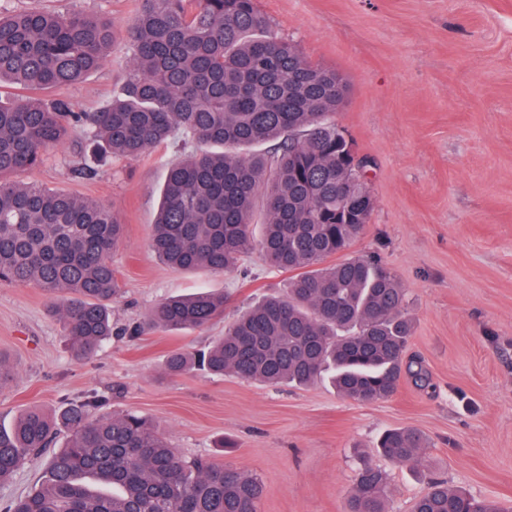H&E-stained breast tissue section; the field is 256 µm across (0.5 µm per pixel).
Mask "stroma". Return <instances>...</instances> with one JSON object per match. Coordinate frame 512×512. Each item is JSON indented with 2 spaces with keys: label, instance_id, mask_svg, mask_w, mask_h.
Here are the masks:
<instances>
[{
  "label": "stroma",
  "instance_id": "35a3bbf8",
  "mask_svg": "<svg viewBox=\"0 0 512 512\" xmlns=\"http://www.w3.org/2000/svg\"><path fill=\"white\" fill-rule=\"evenodd\" d=\"M278 36L313 63L342 73L347 101L336 119L372 167L376 207L352 251L377 253L408 296L410 354L432 385L402 380L384 400L361 403L328 381L271 387L232 375L163 370L173 350L223 337L238 312L285 288L287 274L259 254L233 273L184 271L149 247L159 190L181 157L177 142L115 160L97 178L70 172L83 139L73 133L21 181L110 205L125 226L112 255L122 289L114 334L77 359L36 285H0V356L15 372L0 386V425L31 407L46 411L90 393L108 411L157 424L179 454L233 465L262 478L260 512H343L363 461L394 428L429 441L418 464L387 465L388 512H411L431 473L512 508V0H257ZM7 10L93 12L127 26L138 0H6ZM132 51L125 37L107 64L64 88L74 110L117 96ZM212 289L223 319L195 331L148 329L162 300ZM233 442L232 452L220 441Z\"/></svg>",
  "mask_w": 512,
  "mask_h": 512
}]
</instances>
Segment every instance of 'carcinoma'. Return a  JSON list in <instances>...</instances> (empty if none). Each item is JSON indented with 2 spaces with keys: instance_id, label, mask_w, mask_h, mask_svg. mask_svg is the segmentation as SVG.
<instances>
[{
  "instance_id": "carcinoma-1",
  "label": "carcinoma",
  "mask_w": 512,
  "mask_h": 512,
  "mask_svg": "<svg viewBox=\"0 0 512 512\" xmlns=\"http://www.w3.org/2000/svg\"><path fill=\"white\" fill-rule=\"evenodd\" d=\"M126 33L133 55L122 95L76 112L66 99L36 92L99 70L114 23L0 10V89L34 92L0 99V284L42 288L74 354L92 358L112 335L119 288L111 253L124 225L101 201L10 176L38 167L77 130L84 145L73 174L83 180L181 134L193 150L166 174L150 238L158 260L223 273L257 251L290 277L200 359L170 352L165 373L200 362L216 375L299 386L328 374L338 393L363 403L392 396L403 377L429 387L427 368L407 355L412 323L397 275L375 256L348 254L375 198L369 159L358 170L342 158L353 145L336 121L344 76L276 36L256 0H142ZM223 314L222 291L173 297L133 333L193 331ZM105 405L94 396L50 413L34 407L0 426V484L50 454L40 486L9 512H259L258 477L184 458L152 421ZM426 448L420 431L397 428L382 435L378 454L407 466ZM427 485L413 512H506L446 479ZM389 493L385 470L365 461L345 512H387Z\"/></svg>"
}]
</instances>
